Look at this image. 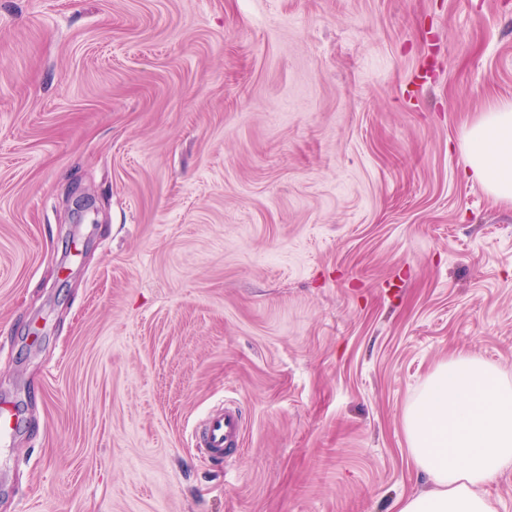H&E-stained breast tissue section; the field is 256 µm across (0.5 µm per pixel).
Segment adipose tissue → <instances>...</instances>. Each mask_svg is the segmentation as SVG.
I'll use <instances>...</instances> for the list:
<instances>
[{
	"instance_id": "adipose-tissue-1",
	"label": "adipose tissue",
	"mask_w": 512,
	"mask_h": 512,
	"mask_svg": "<svg viewBox=\"0 0 512 512\" xmlns=\"http://www.w3.org/2000/svg\"><path fill=\"white\" fill-rule=\"evenodd\" d=\"M461 150L472 179L512 202V102L468 126ZM403 426L411 463L431 487L400 497L395 512H492L482 490L512 467V380L497 365L463 353L440 363Z\"/></svg>"
}]
</instances>
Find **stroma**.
Returning <instances> with one entry per match:
<instances>
[{
  "mask_svg": "<svg viewBox=\"0 0 512 512\" xmlns=\"http://www.w3.org/2000/svg\"><path fill=\"white\" fill-rule=\"evenodd\" d=\"M501 101L512 0H0V512L428 490L425 378L512 379V203L460 149ZM244 438L243 417L239 407L224 403L212 409L195 431L197 448H204L215 459L222 460L237 450Z\"/></svg>",
  "mask_w": 512,
  "mask_h": 512,
  "instance_id": "35a3bbf8",
  "label": "stroma"
}]
</instances>
